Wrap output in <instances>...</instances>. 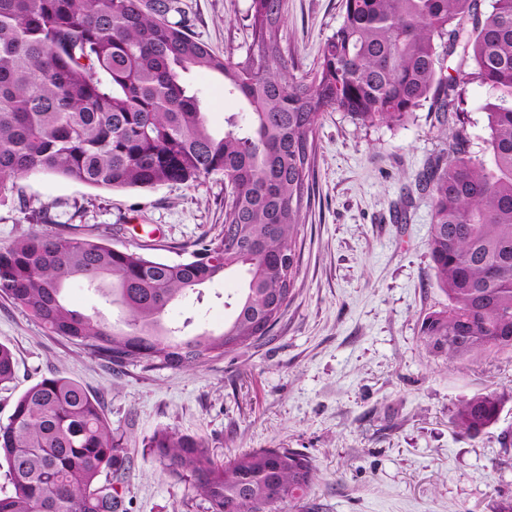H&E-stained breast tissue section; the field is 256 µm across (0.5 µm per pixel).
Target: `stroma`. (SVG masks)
<instances>
[{
    "mask_svg": "<svg viewBox=\"0 0 512 512\" xmlns=\"http://www.w3.org/2000/svg\"><path fill=\"white\" fill-rule=\"evenodd\" d=\"M343 0H284L281 44L295 74L313 69L342 21ZM251 0H180L188 30L216 55L245 58L252 45ZM210 126L223 130L242 111L221 78L193 72ZM488 89L466 91L470 150L482 156ZM434 113L420 108L402 126L363 127L326 112L315 135L312 190L298 240L293 297L269 337L189 369L106 365L81 346L48 335L0 297V341L12 348L16 377L0 387V423L21 393L48 372L79 380L122 437L108 478L128 512H206L188 483L151 461L145 443L166 428L204 438L218 457L249 448H293L317 472L310 494L282 512H496L512 497V399L494 432L457 434L460 400L485 390L512 392V353L448 362L425 349L420 323L444 297L431 269V204L416 181L448 149ZM227 182L155 189H103L53 175L16 181L0 198V247L31 230L71 232L169 263L191 260L197 241L224 225ZM236 273L207 284L169 313L222 332L232 314Z\"/></svg>",
    "mask_w": 512,
    "mask_h": 512,
    "instance_id": "1",
    "label": "stroma"
}]
</instances>
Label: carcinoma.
Segmentation results:
<instances>
[{"mask_svg":"<svg viewBox=\"0 0 512 512\" xmlns=\"http://www.w3.org/2000/svg\"><path fill=\"white\" fill-rule=\"evenodd\" d=\"M342 22L315 69L289 71L281 52L283 0H252V47L242 61L215 55L187 32L178 0H0V196L16 180L51 174L108 189L195 183L222 174L233 187L224 229L193 259L166 263L70 235L31 231L0 248V297L52 336L111 364L190 368L266 336L288 307L299 272L297 239L310 193L315 134L325 112L364 127L405 124L431 100L439 123L464 113L466 84L491 89L485 154L471 155L465 126L448 156L419 176L429 193L428 240L446 303L428 313L423 345L448 361L512 353V0H344ZM457 59L466 80L443 73ZM192 71H208L247 111L209 128ZM229 272L244 287L224 330L187 334L166 316L180 299ZM81 281L120 304L118 328L70 308ZM15 357L0 342V385ZM509 393L460 401L451 423L469 437L495 428ZM148 455L192 488L207 512H277L307 497L308 456L252 448L221 460L208 443L168 429ZM120 440L98 399L52 373L15 401L0 424V468L11 490L0 512H127L102 473Z\"/></svg>","mask_w":512,"mask_h":512,"instance_id":"obj_1","label":"carcinoma"}]
</instances>
